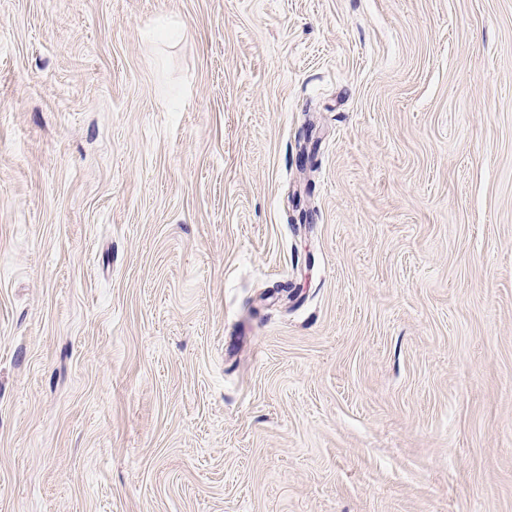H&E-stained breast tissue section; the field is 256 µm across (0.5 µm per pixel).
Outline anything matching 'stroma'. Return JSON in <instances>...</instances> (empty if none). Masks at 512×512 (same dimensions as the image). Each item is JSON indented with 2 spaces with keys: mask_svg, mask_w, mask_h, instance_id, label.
<instances>
[{
  "mask_svg": "<svg viewBox=\"0 0 512 512\" xmlns=\"http://www.w3.org/2000/svg\"><path fill=\"white\" fill-rule=\"evenodd\" d=\"M0 512H512V0H0Z\"/></svg>",
  "mask_w": 512,
  "mask_h": 512,
  "instance_id": "obj_1",
  "label": "stroma"
}]
</instances>
